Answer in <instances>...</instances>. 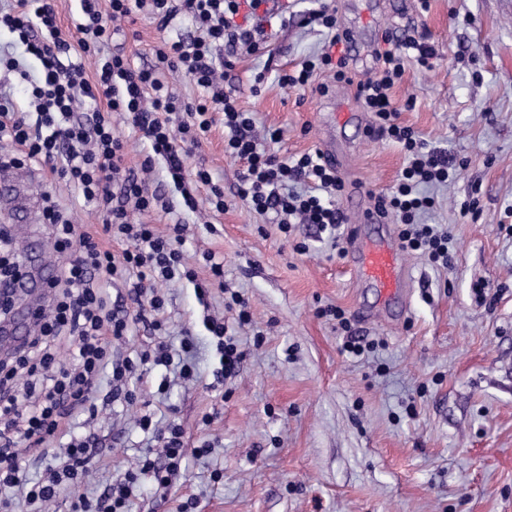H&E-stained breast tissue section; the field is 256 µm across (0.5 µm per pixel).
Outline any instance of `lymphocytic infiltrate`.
<instances>
[{
    "label": "lymphocytic infiltrate",
    "mask_w": 512,
    "mask_h": 512,
    "mask_svg": "<svg viewBox=\"0 0 512 512\" xmlns=\"http://www.w3.org/2000/svg\"><path fill=\"white\" fill-rule=\"evenodd\" d=\"M267 2L80 0L79 38L74 43L60 33L55 0H14L8 11L0 12V25L17 33L26 53L42 66L40 76L27 80L26 106L0 92V139L17 147L16 153L0 154V170L47 172L50 179L73 186L85 200L103 206L98 228L80 231L51 194L43 196L42 221L61 262L48 282L51 313H38L34 332L22 349L0 361V507L5 510L15 501L27 512H43L67 487L74 491L72 512H126L140 479L166 488L182 468L180 425L160 427L147 414L140 417L138 427L159 445L161 456H142L136 469L116 474L97 500L79 491L96 463L95 434L71 437L59 453L48 448L74 412L96 419L101 377L119 381L157 366L185 380L194 377L183 359L191 338L183 339L177 353L164 339L165 298L159 291L161 284L197 277L184 258L186 226L177 221L161 231L130 221L134 211L172 212L165 192L151 187L147 178L156 161H163L188 210H197L203 198L210 213H223L224 189L205 163L186 166L213 126L220 124L225 155L242 166L236 194L251 209L262 215L274 213L284 233L295 224H313L324 232L344 223L338 200L345 186L321 152L279 153L274 148L279 131L270 129L257 137L252 113L224 90L226 57L261 55L269 45L266 25L272 12ZM140 12L163 30L177 16H187L198 34L189 40H163L154 65L135 66L125 55L111 52L109 44L121 22ZM307 21L326 29L328 40L320 54L279 71V84L326 94L331 84L317 80L326 73L332 83L354 87L356 99L370 114L372 131L399 143L407 160L397 183L376 195V208L399 220L406 249L434 265L447 266L450 237L434 225L419 223V215L435 201L417 187L448 181L456 164L447 151L431 147L400 122L401 112L413 108L414 99L399 103L390 95L407 60L431 67L434 47L409 34L385 37L375 76L357 80L349 68L350 37L340 30L335 8L324 2ZM172 73L189 79L200 91L198 98L179 102L169 89ZM116 115L150 145L151 153L139 169L124 163L125 144L112 127ZM112 238L128 241L122 256L106 247ZM131 273L136 276L128 293L136 307L132 317L104 289L114 277ZM135 319L148 321L158 342L126 362L113 361V341L128 335ZM33 456L45 464L43 479L35 482L27 469Z\"/></svg>",
    "instance_id": "f902f5d3"
}]
</instances>
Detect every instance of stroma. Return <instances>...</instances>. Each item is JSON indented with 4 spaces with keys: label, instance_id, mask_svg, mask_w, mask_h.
<instances>
[{
    "label": "stroma",
    "instance_id": "35a3bbf8",
    "mask_svg": "<svg viewBox=\"0 0 512 512\" xmlns=\"http://www.w3.org/2000/svg\"><path fill=\"white\" fill-rule=\"evenodd\" d=\"M335 0L351 36L355 77L375 71L385 35L422 33L438 52L432 67L416 61L391 91L414 99L401 121L458 164L448 183L424 187L436 205L424 221L447 228L448 267L405 252L414 280L408 307L388 320L374 290L362 288L337 247L346 246L362 209L391 188L404 166L400 147L368 133L342 113H361L354 87L328 94L279 85L277 72L316 54L326 37L304 19L318 0H288L274 14L271 55H240L224 75V89L252 112L260 128L280 130V152L320 149L332 139L344 155L337 166L346 191L339 200L347 222L338 238L310 224L280 232L274 214L248 208L235 195L239 163L224 154V128L214 126L205 158L224 188L225 209L211 225L187 210L168 185L163 162L153 182L187 224L183 246L197 283L163 287L167 341L193 335L196 378L157 386L164 368L130 380L134 403L111 397L101 380L99 462L86 491L99 495L113 473L136 469L146 443L134 420L152 415L184 432L185 461L167 494L142 486L130 512H512V0ZM185 17L166 31L136 16L112 42L135 65L148 66L163 37L194 36ZM33 198L56 197L73 223L102 221L94 203L64 182L16 174ZM360 195H353V187ZM0 199L16 253L47 247L40 221L11 219ZM305 243L297 251L296 243ZM224 258L216 284L202 255ZM241 295L251 321L239 325L226 310L222 288ZM343 310L357 335L375 344L354 356L342 352L348 332L322 308ZM223 312L244 359L217 383L215 344L203 325ZM211 443L209 455L197 448ZM221 479H214V472Z\"/></svg>",
    "mask_w": 512,
    "mask_h": 512
}]
</instances>
